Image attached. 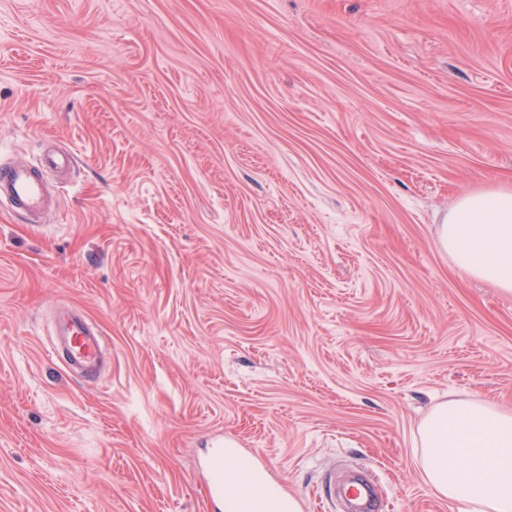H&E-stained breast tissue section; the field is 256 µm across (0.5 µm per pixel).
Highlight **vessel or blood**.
<instances>
[{
    "label": "vessel or blood",
    "instance_id": "b4317fda",
    "mask_svg": "<svg viewBox=\"0 0 512 512\" xmlns=\"http://www.w3.org/2000/svg\"><path fill=\"white\" fill-rule=\"evenodd\" d=\"M70 151L47 153L37 163L13 161L0 164V203L25 219L43 220L60 202L52 196L47 171L74 164ZM51 355L82 378H95L107 351L102 331L80 310L60 305L54 311L49 344Z\"/></svg>",
    "mask_w": 512,
    "mask_h": 512
}]
</instances>
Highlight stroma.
Instances as JSON below:
<instances>
[{"mask_svg":"<svg viewBox=\"0 0 512 512\" xmlns=\"http://www.w3.org/2000/svg\"><path fill=\"white\" fill-rule=\"evenodd\" d=\"M71 149L60 207H0V512H217V441L303 512L370 471L453 512L413 437L512 404V294L438 230L512 187V0H0V161ZM112 345L92 384L57 305ZM49 344L52 356L60 357L65 366L84 379L96 377L107 351L102 331L80 310L59 305Z\"/></svg>","mask_w":512,"mask_h":512,"instance_id":"stroma-1","label":"stroma"}]
</instances>
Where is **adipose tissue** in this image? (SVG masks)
Listing matches in <instances>:
<instances>
[{
	"mask_svg": "<svg viewBox=\"0 0 512 512\" xmlns=\"http://www.w3.org/2000/svg\"><path fill=\"white\" fill-rule=\"evenodd\" d=\"M438 246L455 266L512 293V190L470 193L449 211ZM425 483L458 512H512V409L451 399L424 417L415 440ZM302 512L244 458L224 465V512H269L266 501Z\"/></svg>",
	"mask_w": 512,
	"mask_h": 512,
	"instance_id": "1",
	"label": "adipose tissue"
}]
</instances>
